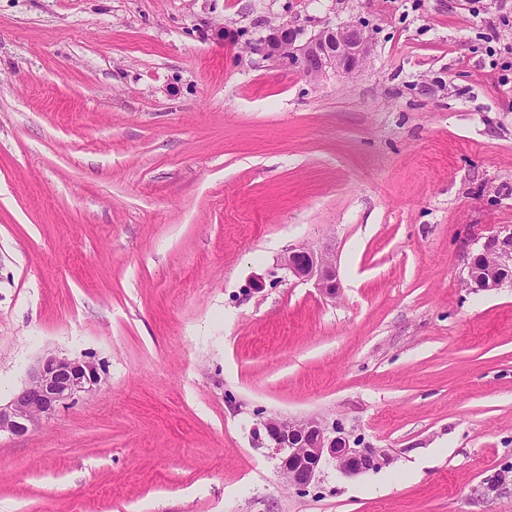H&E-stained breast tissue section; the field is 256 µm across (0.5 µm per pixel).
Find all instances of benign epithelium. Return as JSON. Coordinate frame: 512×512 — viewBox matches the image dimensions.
Here are the masks:
<instances>
[{
	"label": "benign epithelium",
	"instance_id": "obj_1",
	"mask_svg": "<svg viewBox=\"0 0 512 512\" xmlns=\"http://www.w3.org/2000/svg\"><path fill=\"white\" fill-rule=\"evenodd\" d=\"M301 31L282 25L251 44V50L306 78L328 71L350 74L371 51L365 27L347 22L325 26L300 40ZM479 256L491 260L481 274L469 263L466 283L472 288L496 290L506 280L501 273L512 268V232L488 241ZM289 274L311 281L325 296H336V261L326 248H291L281 257ZM102 382L101 365L91 359L48 353L29 369L24 384L10 399L0 402V435L24 437L49 423L74 400L94 393ZM272 450L279 456V472L288 486L304 490L315 480L323 464L333 463L346 476H357L380 467L384 461L372 448H355L339 429L328 428L316 417L300 421L269 418L264 422Z\"/></svg>",
	"mask_w": 512,
	"mask_h": 512
}]
</instances>
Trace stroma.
Instances as JSON below:
<instances>
[{
    "label": "stroma",
    "mask_w": 512,
    "mask_h": 512,
    "mask_svg": "<svg viewBox=\"0 0 512 512\" xmlns=\"http://www.w3.org/2000/svg\"><path fill=\"white\" fill-rule=\"evenodd\" d=\"M510 10L0 0V398L49 351L105 369L0 437V512H512V284L464 283L512 230ZM353 20L350 74L249 50ZM309 416L381 468L288 487L264 423ZM281 265L294 277L313 281L323 295L336 296V261L327 248H291L281 257Z\"/></svg>",
    "instance_id": "1"
}]
</instances>
